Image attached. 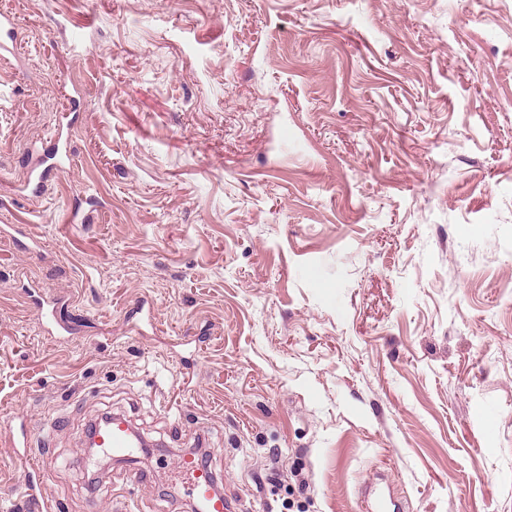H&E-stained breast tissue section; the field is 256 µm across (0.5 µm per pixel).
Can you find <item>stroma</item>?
Listing matches in <instances>:
<instances>
[{
  "mask_svg": "<svg viewBox=\"0 0 512 512\" xmlns=\"http://www.w3.org/2000/svg\"><path fill=\"white\" fill-rule=\"evenodd\" d=\"M1 11L0 225L43 254L0 237V512L43 458L59 512H185L200 437L233 512H359L379 474L512 512V0ZM105 412L150 446L90 487ZM15 22L11 15L0 14V59L9 60L16 56V43L14 40ZM71 157V149L68 138H63L62 131H57L52 145L43 158L30 168L29 183L34 181V190L50 174H60L66 169V160Z\"/></svg>",
  "mask_w": 512,
  "mask_h": 512,
  "instance_id": "obj_1",
  "label": "stroma"
}]
</instances>
